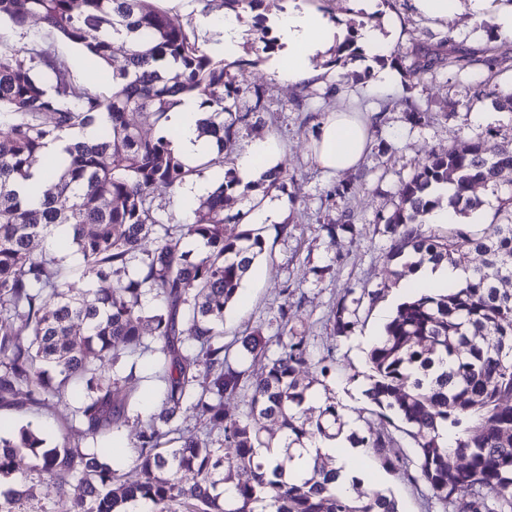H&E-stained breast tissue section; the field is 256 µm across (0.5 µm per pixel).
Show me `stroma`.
Returning a JSON list of instances; mask_svg holds the SVG:
<instances>
[{
    "label": "stroma",
    "mask_w": 512,
    "mask_h": 512,
    "mask_svg": "<svg viewBox=\"0 0 512 512\" xmlns=\"http://www.w3.org/2000/svg\"><path fill=\"white\" fill-rule=\"evenodd\" d=\"M316 4L343 34L362 24L378 29L388 49L400 51L402 60L391 65L394 80L388 85L380 83L363 50L329 68L321 82L290 84L276 74L279 52L258 48L253 12L239 13L242 39L230 52L232 59L243 63L236 72L242 88L239 104L247 106L253 87L262 86L268 90L269 110L227 144L224 153L233 164L254 139H274L288 180L284 191H271L265 198L267 205L278 208L277 221L258 224L249 200L236 198L230 203L231 211L243 212L244 218L225 225V235L260 227L267 252L259 262L261 275L245 282L225 316L224 343L231 360L260 371L264 359L247 354L239 338L258 328L274 335L279 308L287 306L288 326L305 332L312 357L330 352L336 358V371L329 376L310 369L301 373V383L309 387L310 406L319 407L330 396L355 421L369 405L365 392L370 386V344L405 295L393 276L396 265L388 258L390 239L382 232L381 219L393 211L401 184L429 155L459 148L475 130L488 133L493 144L512 141V112L498 109L487 95L491 86L512 90V39L501 37L492 19L477 18L467 2L444 21L417 15L411 0H377L371 11L359 9L356 0ZM171 12L193 28L205 50L226 53L219 33L204 23L205 18L224 16V0H181ZM52 42L71 66L74 91L94 81L107 83L108 72L91 65L79 47L58 38ZM453 57L467 59L468 67L450 68ZM416 61L429 64V71L409 74ZM411 103L429 113V120L411 124L406 118ZM356 104L377 118L370 130V149L355 170L328 174L313 159L312 134L327 112ZM344 214L350 215L354 234L329 238L326 225ZM348 288L376 290L380 297L349 336L339 337L333 331V317ZM17 401V406L0 408V420L15 427L48 422L58 429L70 416L61 404L37 412L29 408L25 395H18ZM12 489L25 490L26 495L12 504L11 512H74L71 497L42 483L38 471L0 480V495Z\"/></svg>",
    "instance_id": "stroma-1"
}]
</instances>
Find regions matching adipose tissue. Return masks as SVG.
<instances>
[{"mask_svg": "<svg viewBox=\"0 0 512 512\" xmlns=\"http://www.w3.org/2000/svg\"><path fill=\"white\" fill-rule=\"evenodd\" d=\"M273 24L283 45L278 75L291 82L315 77V58L341 35L340 29L310 0H293L287 12L274 17ZM199 117L197 106L191 100L184 102L169 117V123L176 131L172 148L189 163L213 147L210 138L198 133ZM369 147L370 132L366 121L359 113L343 109L327 113L312 140L315 160L333 175L356 168Z\"/></svg>", "mask_w": 512, "mask_h": 512, "instance_id": "adipose-tissue-1", "label": "adipose tissue"}]
</instances>
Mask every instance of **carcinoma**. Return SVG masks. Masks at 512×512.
<instances>
[{"label":"carcinoma","mask_w":512,"mask_h":512,"mask_svg":"<svg viewBox=\"0 0 512 512\" xmlns=\"http://www.w3.org/2000/svg\"><path fill=\"white\" fill-rule=\"evenodd\" d=\"M157 0H0V23L22 27L30 18L81 47L91 62L120 57L106 86L72 94V72L52 44L16 48L0 39V406L23 392L32 406H69L68 426L106 440L129 422L130 397L119 393L107 365L124 360L129 375L151 370L158 412L134 420L133 462L139 480L122 481L112 446L88 452L62 436L46 447L45 430L21 427L0 435V477L36 469L75 512H128L131 504L172 512H402L394 494L375 486L351 498L337 485L336 458L317 454L308 477L284 480L303 440L334 438L349 427L329 400L312 417L304 408L308 387L298 375L310 358L307 338L255 330L245 349L267 359L249 374L233 366L224 345V318L244 276L263 257L266 242L255 229L234 237L224 225L243 214L227 212L233 194L258 206L272 189L284 188L281 165L241 184L234 169L207 154L195 165L176 155L171 133L141 134L142 115L159 122L185 98L205 114L203 133L222 154L251 116L267 111L266 90L253 89V105L238 107L236 62L208 54L193 30ZM279 0H224L231 12H257L262 51L274 49L265 13ZM43 165L47 179L22 195L17 186ZM223 167L188 224L162 218L154 191L171 193L213 165ZM456 175L448 200L456 213L481 207L472 185L500 189L495 219L481 230L450 224L443 232L416 221L438 206L434 188ZM385 217L390 258L409 273L426 263L461 268L465 280L416 288L406 296L368 351L371 417L391 410L406 426L409 451L388 430L347 436L373 465L424 489L441 512H512V143L493 148L476 134L460 150L430 156L402 184ZM58 234L59 249L80 255L72 270L55 252L34 254L35 240ZM203 241L195 256L183 240ZM473 252L485 257L469 266ZM108 284L74 288L71 279ZM348 288L336 303L333 330L349 336L364 302ZM187 348L178 345L183 333ZM30 336L24 341L22 335ZM276 351H271V347ZM241 395L246 411L227 419L226 396ZM186 409L202 418L213 439L183 434L168 446L173 425ZM281 435H266L267 423ZM249 479L227 499L218 491L233 471Z\"/></svg>","instance_id":"obj_1"}]
</instances>
